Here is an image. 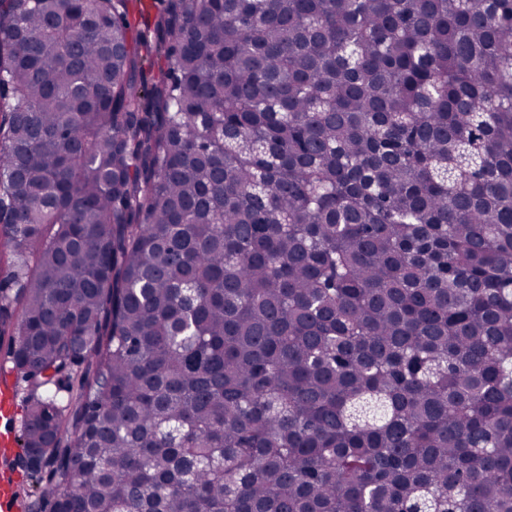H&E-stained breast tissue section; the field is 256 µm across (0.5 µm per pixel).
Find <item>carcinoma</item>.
Listing matches in <instances>:
<instances>
[{"mask_svg": "<svg viewBox=\"0 0 512 512\" xmlns=\"http://www.w3.org/2000/svg\"><path fill=\"white\" fill-rule=\"evenodd\" d=\"M130 2L0 0L38 512H512V0Z\"/></svg>", "mask_w": 512, "mask_h": 512, "instance_id": "1", "label": "carcinoma"}]
</instances>
